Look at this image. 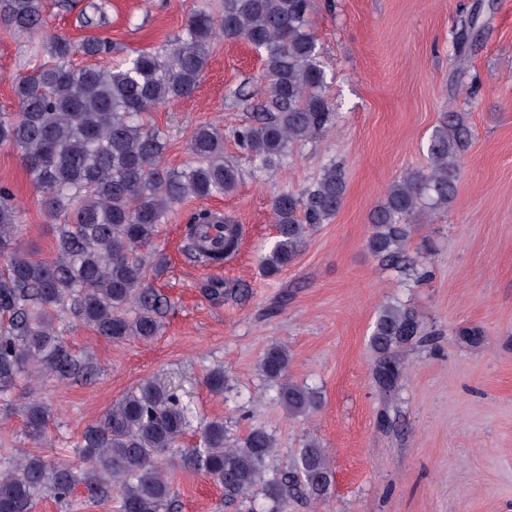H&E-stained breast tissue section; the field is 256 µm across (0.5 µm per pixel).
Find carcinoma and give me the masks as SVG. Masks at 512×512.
Listing matches in <instances>:
<instances>
[{
	"mask_svg": "<svg viewBox=\"0 0 512 512\" xmlns=\"http://www.w3.org/2000/svg\"><path fill=\"white\" fill-rule=\"evenodd\" d=\"M315 0H223L215 13L198 5L181 31L157 50H141L110 67H75L71 57L115 52L112 41L89 37L75 44L61 35H43L41 0H0V26L39 37L47 60L14 80L20 111L0 114V146L22 159L52 224L56 256L34 258L21 244L22 225L13 192L0 186V402L12 403L22 383L45 378L86 380L93 366L68 343L66 318L98 335L121 342H148L165 328L170 305L149 282V272L165 258L154 247L158 225L187 198L231 193L238 168L224 158V134L198 126L191 138L192 161L180 169L164 164L165 133L144 122L147 112L193 94L208 64L211 42L242 41L264 55V98L249 123L233 131L238 145L262 172L285 163L292 146L317 139L336 119L326 93V73L310 31ZM83 24L105 23L103 3L89 4ZM476 19L461 21L458 58L471 42ZM471 131L458 119L438 127L428 145V169L413 171L388 188L367 238L368 251L385 266L417 283L422 274L405 254L420 207L447 206L456 193L461 153ZM346 192L341 161L330 159L301 189L284 190L272 200L277 237L263 257L269 275L290 265L307 244L310 230L340 210ZM222 224V243L203 244L202 230ZM188 256L211 265L230 257L238 225L208 209L188 218ZM206 295L238 300L246 286L210 284ZM429 341L419 312L398 300L381 306L370 345L378 354L374 382L394 388L403 368L396 349ZM290 358L277 345L267 349L261 375L277 383L278 401L291 416L318 409L320 392L286 379ZM204 383L215 393L227 389L224 369L210 370ZM25 435L47 441L50 408L37 399L22 406ZM192 411L171 387L145 381L128 390L81 436L78 462L39 456H0V512H33L51 496L67 500L78 486L92 504L118 500V512H172L175 491L165 463L213 477L224 488L230 508L260 493L266 512L288 501L329 489L332 471L319 443L308 440L288 471L270 474L275 441L253 427L237 444L228 443L224 421L201 427L197 442L179 447Z\"/></svg>",
	"mask_w": 512,
	"mask_h": 512,
	"instance_id": "1",
	"label": "carcinoma"
}]
</instances>
